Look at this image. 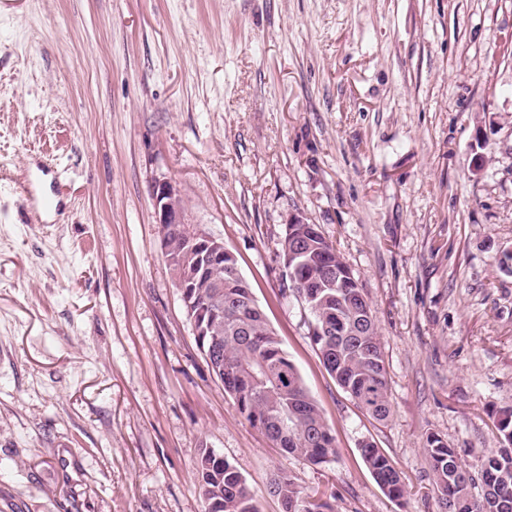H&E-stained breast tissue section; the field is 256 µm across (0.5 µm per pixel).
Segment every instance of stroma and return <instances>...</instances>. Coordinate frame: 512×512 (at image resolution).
<instances>
[{"instance_id": "obj_1", "label": "stroma", "mask_w": 512, "mask_h": 512, "mask_svg": "<svg viewBox=\"0 0 512 512\" xmlns=\"http://www.w3.org/2000/svg\"><path fill=\"white\" fill-rule=\"evenodd\" d=\"M237 258L337 453L285 454L211 373L154 180ZM371 306L391 400L363 413L282 290L290 215ZM512 410V0H8L0 7V512H204V450L261 512H439ZM372 443L405 486L376 484ZM270 493L281 502L282 512H327L329 504L323 501L307 507L306 499L290 479L277 475L270 484Z\"/></svg>"}]
</instances>
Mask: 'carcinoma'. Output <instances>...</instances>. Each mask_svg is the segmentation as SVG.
<instances>
[{"label":"carcinoma","instance_id":"obj_1","mask_svg":"<svg viewBox=\"0 0 512 512\" xmlns=\"http://www.w3.org/2000/svg\"><path fill=\"white\" fill-rule=\"evenodd\" d=\"M300 242L299 278L308 288H295L284 278L282 291L303 297L313 315L312 338L328 374L372 418L391 413L381 341L374 324L363 323L365 305L357 281L336 287L329 275L347 264L315 224H288L280 240L281 256ZM164 255L175 283L192 302L189 318L201 329L197 337L207 366L234 401L237 412L281 451L313 464L336 453L335 438L317 401L303 384L248 284L231 275L233 255L214 264L187 239V225L169 224ZM507 446L485 456L479 475L462 466L455 451L430 435L426 451L433 489L441 512H512V413L498 422ZM362 458L379 487L390 497L403 496L401 477L372 443L361 445ZM205 512H260L245 477L228 460L204 451L196 473ZM481 487L475 502L472 489ZM270 493L282 512H329L326 502L307 506L290 479L276 476Z\"/></svg>","mask_w":512,"mask_h":512}]
</instances>
